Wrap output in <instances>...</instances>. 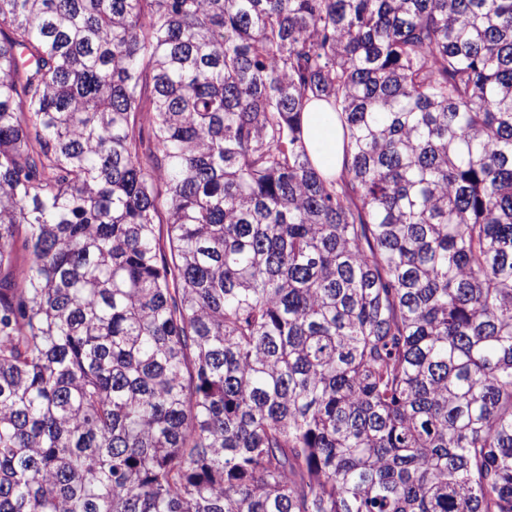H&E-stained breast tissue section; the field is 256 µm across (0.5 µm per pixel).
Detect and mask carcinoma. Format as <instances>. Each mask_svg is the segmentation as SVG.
<instances>
[{
	"instance_id": "obj_1",
	"label": "carcinoma",
	"mask_w": 512,
	"mask_h": 512,
	"mask_svg": "<svg viewBox=\"0 0 512 512\" xmlns=\"http://www.w3.org/2000/svg\"><path fill=\"white\" fill-rule=\"evenodd\" d=\"M0 512H512V0H0ZM326 107L323 101H313L306 107L302 114V138L318 173L332 179L343 164V131L336 113L324 112Z\"/></svg>"
}]
</instances>
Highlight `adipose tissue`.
Masks as SVG:
<instances>
[{
  "label": "adipose tissue",
  "instance_id": "adipose-tissue-1",
  "mask_svg": "<svg viewBox=\"0 0 512 512\" xmlns=\"http://www.w3.org/2000/svg\"><path fill=\"white\" fill-rule=\"evenodd\" d=\"M302 138L309 156L326 179L339 174L344 157L343 131L335 113L326 109L325 102L310 103L302 114Z\"/></svg>",
  "mask_w": 512,
  "mask_h": 512
}]
</instances>
